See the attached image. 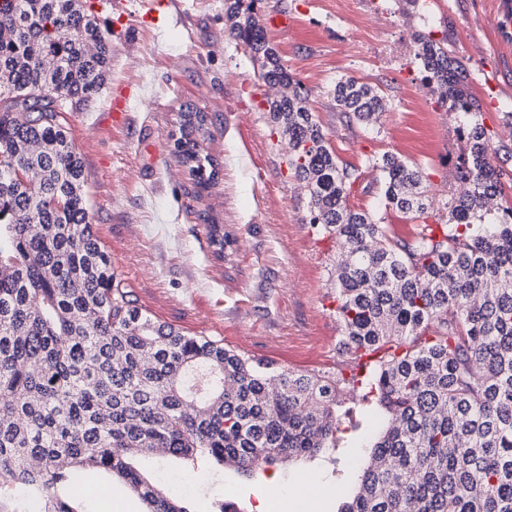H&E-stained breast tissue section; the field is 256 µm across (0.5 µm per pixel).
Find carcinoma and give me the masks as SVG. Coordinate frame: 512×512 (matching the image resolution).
Here are the masks:
<instances>
[{"instance_id": "1", "label": "carcinoma", "mask_w": 512, "mask_h": 512, "mask_svg": "<svg viewBox=\"0 0 512 512\" xmlns=\"http://www.w3.org/2000/svg\"><path fill=\"white\" fill-rule=\"evenodd\" d=\"M259 0H224L225 30L288 88L268 103L309 223L336 236L338 352L376 354L364 382L389 419L338 512H512V204L467 70L448 37L414 60L464 113L466 188L432 224L418 168L374 160L382 209L422 220L409 240L346 204L355 170L331 148L300 81L268 41ZM88 0H0V512H87L76 484L109 478L142 512H191L133 465L163 451L251 475L336 439L345 387L261 362L132 305L90 222L84 165L61 114L98 94L112 45ZM336 109L370 124L375 87L342 77ZM174 153L206 183L207 115L181 113Z\"/></svg>"}]
</instances>
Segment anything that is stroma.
Instances as JSON below:
<instances>
[{"mask_svg":"<svg viewBox=\"0 0 512 512\" xmlns=\"http://www.w3.org/2000/svg\"><path fill=\"white\" fill-rule=\"evenodd\" d=\"M93 3L112 42V63L99 94L65 113L64 126L83 161L93 230L121 287L135 306L186 334L297 372L343 370L332 282L336 239L308 222L309 195L289 171L287 143L268 114L280 90L260 79L248 50L225 33L224 0ZM506 10L512 0H420L412 16L399 0H262L264 16L288 20L268 28L270 43L301 82L339 160L356 169L350 208L381 212V174L372 160L385 154L419 167L435 200L459 188L461 113L422 81L413 56L395 64L381 59L391 42L412 45L419 30L451 34L496 162L512 175ZM342 77L384 96L377 124L337 111L331 90ZM122 87L129 95L117 118L110 105ZM189 106L208 116L203 152L217 170L202 191L173 152L179 114ZM216 228L224 235L220 260L211 243ZM336 414L341 431L314 458L249 478L215 465L192 480L182 464L158 459L148 467L150 479L184 497L191 512H210L218 500L251 512L272 478L288 497V512H337L357 488L368 457L363 443L380 429L381 416L372 393L350 388ZM309 479L326 493L309 494Z\"/></svg>","mask_w":512,"mask_h":512,"instance_id":"35a3bbf8","label":"stroma"}]
</instances>
